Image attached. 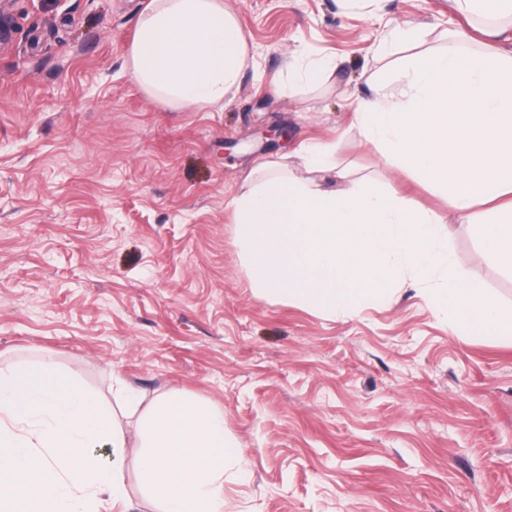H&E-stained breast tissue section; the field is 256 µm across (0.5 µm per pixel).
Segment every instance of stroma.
Instances as JSON below:
<instances>
[{
  "mask_svg": "<svg viewBox=\"0 0 512 512\" xmlns=\"http://www.w3.org/2000/svg\"><path fill=\"white\" fill-rule=\"evenodd\" d=\"M147 2L0 5V368L49 355L107 404L117 372L221 410L248 473L226 512H512V339L464 334L410 280L350 318L258 297L228 206L261 162L302 175V144L332 146L350 180L446 213L449 250L512 306L474 229L352 125L388 30L434 50L463 17L448 0H225L247 67L186 111L128 67ZM322 57L334 82L290 84L289 62Z\"/></svg>",
  "mask_w": 512,
  "mask_h": 512,
  "instance_id": "35a3bbf8",
  "label": "stroma"
}]
</instances>
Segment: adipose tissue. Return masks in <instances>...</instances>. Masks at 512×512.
<instances>
[{
    "instance_id": "1",
    "label": "adipose tissue",
    "mask_w": 512,
    "mask_h": 512,
    "mask_svg": "<svg viewBox=\"0 0 512 512\" xmlns=\"http://www.w3.org/2000/svg\"><path fill=\"white\" fill-rule=\"evenodd\" d=\"M480 27L462 26L441 48L407 54L413 28L395 26L378 54L387 66L359 97L354 122L397 169L416 173L471 222L475 201L498 220L477 233L487 259L512 272V0H452ZM502 42L495 54L468 51L474 33ZM245 41L224 0H150L128 51L149 95L190 110L217 104L237 84ZM328 146L306 149L308 175L264 162L230 202L236 240L258 296L330 317L390 302L410 278L469 335L512 338V307L466 273L443 241L447 213L411 208L368 180L340 190L343 171ZM92 392L42 358L35 369L0 372V512H97L127 495V432ZM110 448L102 462L96 449Z\"/></svg>"
}]
</instances>
